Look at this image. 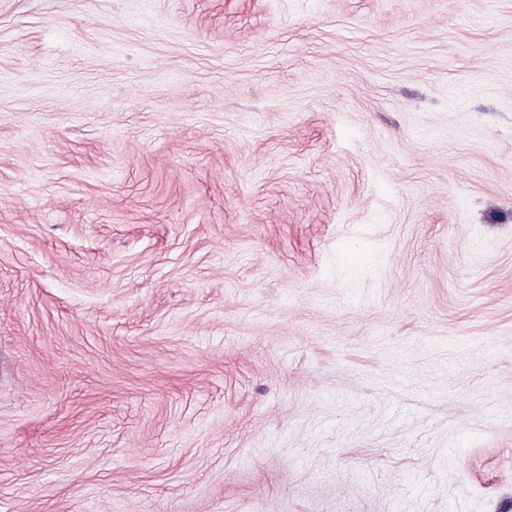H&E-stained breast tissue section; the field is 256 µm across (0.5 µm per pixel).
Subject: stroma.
Here are the masks:
<instances>
[{"mask_svg":"<svg viewBox=\"0 0 512 512\" xmlns=\"http://www.w3.org/2000/svg\"><path fill=\"white\" fill-rule=\"evenodd\" d=\"M0 512H512V0H0Z\"/></svg>","mask_w":512,"mask_h":512,"instance_id":"stroma-1","label":"stroma"}]
</instances>
